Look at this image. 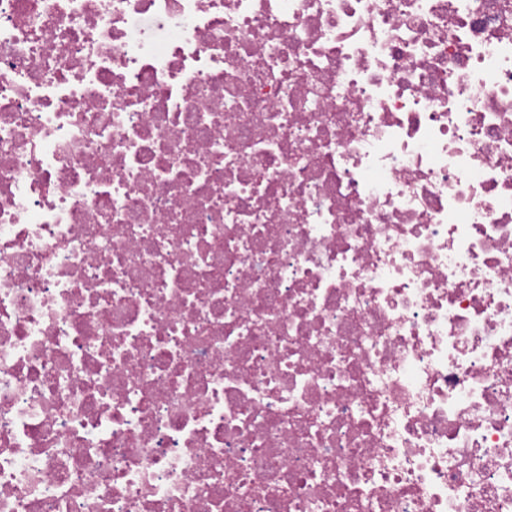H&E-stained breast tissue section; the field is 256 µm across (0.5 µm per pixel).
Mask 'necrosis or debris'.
<instances>
[{"instance_id":"necrosis-or-debris-1","label":"necrosis or debris","mask_w":512,"mask_h":512,"mask_svg":"<svg viewBox=\"0 0 512 512\" xmlns=\"http://www.w3.org/2000/svg\"><path fill=\"white\" fill-rule=\"evenodd\" d=\"M0 512H512V0H0Z\"/></svg>"}]
</instances>
